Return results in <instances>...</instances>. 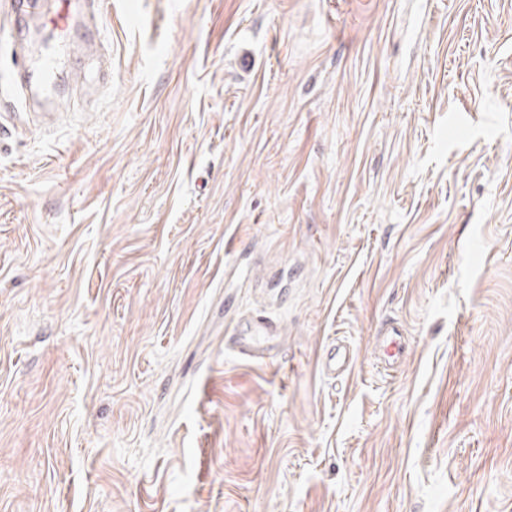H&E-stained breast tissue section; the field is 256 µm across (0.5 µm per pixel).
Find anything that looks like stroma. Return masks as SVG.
Listing matches in <instances>:
<instances>
[{"mask_svg":"<svg viewBox=\"0 0 512 512\" xmlns=\"http://www.w3.org/2000/svg\"><path fill=\"white\" fill-rule=\"evenodd\" d=\"M34 2L0 512H512V0H72L64 39Z\"/></svg>","mask_w":512,"mask_h":512,"instance_id":"stroma-1","label":"stroma"}]
</instances>
